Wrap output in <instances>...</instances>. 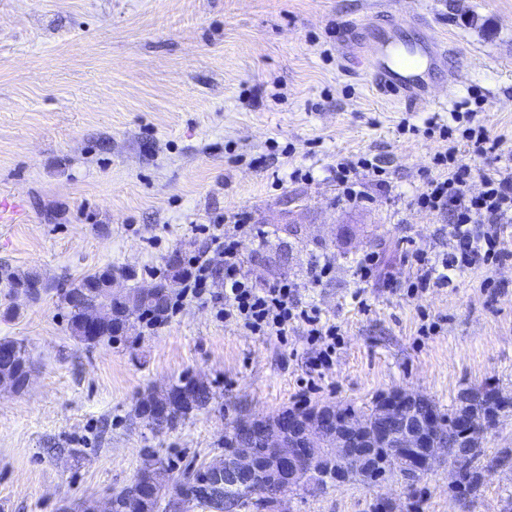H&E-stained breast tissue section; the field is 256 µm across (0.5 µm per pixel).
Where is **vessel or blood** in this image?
Wrapping results in <instances>:
<instances>
[{"mask_svg": "<svg viewBox=\"0 0 512 512\" xmlns=\"http://www.w3.org/2000/svg\"><path fill=\"white\" fill-rule=\"evenodd\" d=\"M377 76L381 89L409 105L446 108V99L432 96L430 86L440 70L448 72V94L456 96L465 85L463 76L450 62L438 39L403 41L396 32L378 34L364 62Z\"/></svg>", "mask_w": 512, "mask_h": 512, "instance_id": "1", "label": "vessel or blood"}]
</instances>
